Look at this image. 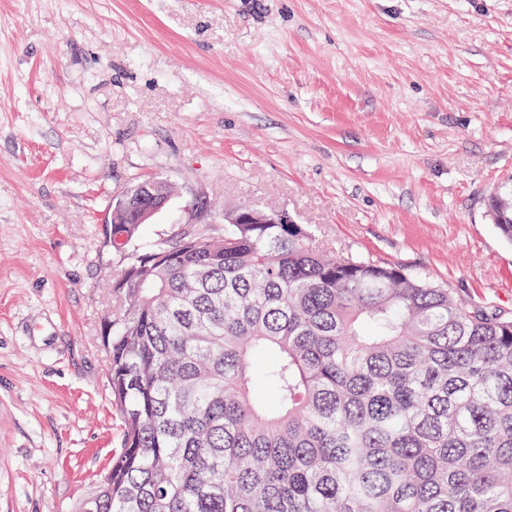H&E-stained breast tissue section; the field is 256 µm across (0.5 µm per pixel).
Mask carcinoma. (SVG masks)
Masks as SVG:
<instances>
[{"mask_svg": "<svg viewBox=\"0 0 512 512\" xmlns=\"http://www.w3.org/2000/svg\"><path fill=\"white\" fill-rule=\"evenodd\" d=\"M512 244V191L488 199ZM106 354L123 448L77 512H512V315L302 224L134 247Z\"/></svg>", "mask_w": 512, "mask_h": 512, "instance_id": "1", "label": "carcinoma"}]
</instances>
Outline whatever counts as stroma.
Wrapping results in <instances>:
<instances>
[{"mask_svg":"<svg viewBox=\"0 0 512 512\" xmlns=\"http://www.w3.org/2000/svg\"><path fill=\"white\" fill-rule=\"evenodd\" d=\"M147 177L137 247L274 207L512 313V0H0V512H75L122 446L104 218ZM488 213L501 237L512 244V194L506 189L488 199Z\"/></svg>","mask_w":512,"mask_h":512,"instance_id":"stroma-1","label":"stroma"}]
</instances>
